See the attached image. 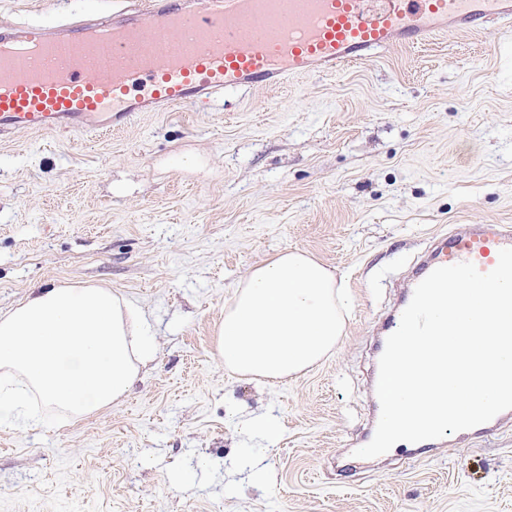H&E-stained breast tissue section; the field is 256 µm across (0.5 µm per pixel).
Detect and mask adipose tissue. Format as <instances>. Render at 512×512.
<instances>
[{
	"mask_svg": "<svg viewBox=\"0 0 512 512\" xmlns=\"http://www.w3.org/2000/svg\"><path fill=\"white\" fill-rule=\"evenodd\" d=\"M345 300L328 267L286 249L254 267L225 307L218 358L268 384L305 373L335 349ZM151 323L140 308L100 286L38 290L0 314V424L35 401L69 418L126 396L152 356Z\"/></svg>",
	"mask_w": 512,
	"mask_h": 512,
	"instance_id": "1",
	"label": "adipose tissue"
}]
</instances>
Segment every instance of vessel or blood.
Wrapping results in <instances>:
<instances>
[{"mask_svg": "<svg viewBox=\"0 0 512 512\" xmlns=\"http://www.w3.org/2000/svg\"><path fill=\"white\" fill-rule=\"evenodd\" d=\"M150 22L179 23L180 39L147 37ZM490 26L512 43V0H141L94 20L0 28V138L120 130L143 112L332 75L377 49ZM504 248H512L508 224L449 237L420 265L403 303L434 269L469 262L487 273ZM511 423L508 409L457 437L485 438Z\"/></svg>", "mask_w": 512, "mask_h": 512, "instance_id": "vessel-or-blood-1", "label": "vessel or blood"}]
</instances>
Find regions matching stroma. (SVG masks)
<instances>
[{
  "mask_svg": "<svg viewBox=\"0 0 512 512\" xmlns=\"http://www.w3.org/2000/svg\"><path fill=\"white\" fill-rule=\"evenodd\" d=\"M133 2L0 0V27ZM469 224L512 225V48L492 27L121 130L0 140V313L102 286L155 342L120 402L0 426V512H512V427L354 455L380 326ZM289 248L336 271L350 312L326 360L271 386L225 369L214 337L249 271Z\"/></svg>",
  "mask_w": 512,
  "mask_h": 512,
  "instance_id": "1",
  "label": "stroma"
}]
</instances>
